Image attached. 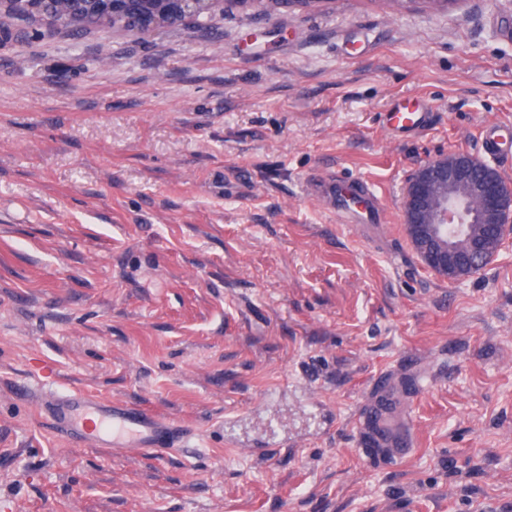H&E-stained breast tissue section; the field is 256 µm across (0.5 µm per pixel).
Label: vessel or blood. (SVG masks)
Segmentation results:
<instances>
[{"instance_id": "1", "label": "vessel or blood", "mask_w": 512, "mask_h": 512, "mask_svg": "<svg viewBox=\"0 0 512 512\" xmlns=\"http://www.w3.org/2000/svg\"><path fill=\"white\" fill-rule=\"evenodd\" d=\"M436 119L433 112L404 107L387 114L385 126L391 132H423ZM481 139L486 155L503 163H512V153L506 149L508 142L512 141V129L492 124L483 130ZM336 189V183L331 180L319 179L307 186L308 192L319 200L337 201L345 223H381L382 205L370 186H359L356 194L360 202L356 205L348 198H337ZM45 409L56 431L73 446L94 444L161 456L190 443L188 431L172 419L141 406L107 399L79 388L51 396L45 403Z\"/></svg>"}]
</instances>
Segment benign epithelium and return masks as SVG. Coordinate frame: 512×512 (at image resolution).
Masks as SVG:
<instances>
[{"label":"benign epithelium","mask_w":512,"mask_h":512,"mask_svg":"<svg viewBox=\"0 0 512 512\" xmlns=\"http://www.w3.org/2000/svg\"><path fill=\"white\" fill-rule=\"evenodd\" d=\"M168 3L182 23L197 15L195 0ZM403 212L408 236L425 267L450 282L480 274L512 239V185L495 168L460 150L417 168L405 191ZM462 215L470 224L483 225L463 248L442 235Z\"/></svg>","instance_id":"7a95c632"}]
</instances>
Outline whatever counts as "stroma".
Segmentation results:
<instances>
[{
  "mask_svg": "<svg viewBox=\"0 0 512 512\" xmlns=\"http://www.w3.org/2000/svg\"><path fill=\"white\" fill-rule=\"evenodd\" d=\"M400 98L438 124L391 136ZM489 123L512 0L0 33V512H512V241L451 283L402 219L418 164ZM320 176L373 185L382 224ZM72 386L196 441L69 446L34 397ZM385 398L406 450L364 454ZM341 199L337 204L340 216L346 224H381L383 209L377 193L367 184H361L356 191L361 203L349 202L347 192H338Z\"/></svg>",
  "mask_w": 512,
  "mask_h": 512,
  "instance_id": "35a3bbf8",
  "label": "stroma"
}]
</instances>
